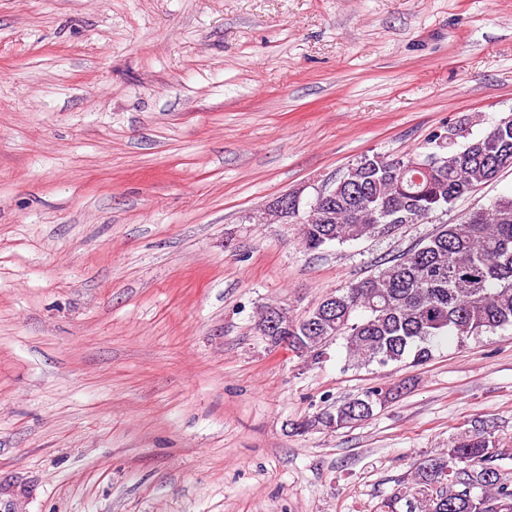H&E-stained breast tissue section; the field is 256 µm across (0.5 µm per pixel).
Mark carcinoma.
Segmentation results:
<instances>
[{
	"mask_svg": "<svg viewBox=\"0 0 512 512\" xmlns=\"http://www.w3.org/2000/svg\"><path fill=\"white\" fill-rule=\"evenodd\" d=\"M471 118L433 129L428 169L412 154L364 153L336 182V199L298 224L307 251L373 238L403 224H425L439 211L512 169V115L462 143ZM278 335L297 345V357L319 364L334 338L345 340L359 365L412 359L424 365L435 343H459L512 327V193L442 224L412 250L372 275L327 295L307 317L288 316ZM392 389L374 385L321 413L323 426L347 428L373 416ZM512 451L491 432L465 434L444 456L427 459L382 499L379 512H512V480L502 462Z\"/></svg>",
	"mask_w": 512,
	"mask_h": 512,
	"instance_id": "carcinoma-1",
	"label": "carcinoma"
}]
</instances>
